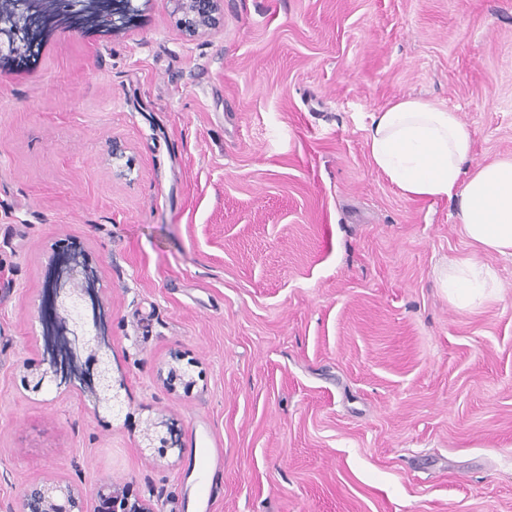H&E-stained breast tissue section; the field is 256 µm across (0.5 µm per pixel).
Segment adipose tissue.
I'll return each instance as SVG.
<instances>
[{
  "label": "adipose tissue",
  "instance_id": "1",
  "mask_svg": "<svg viewBox=\"0 0 512 512\" xmlns=\"http://www.w3.org/2000/svg\"><path fill=\"white\" fill-rule=\"evenodd\" d=\"M370 160L413 200L457 198L471 253L450 261L448 288L459 306L482 300L491 273L484 259L512 257V157L472 166L474 140L456 112L407 97L372 114Z\"/></svg>",
  "mask_w": 512,
  "mask_h": 512
}]
</instances>
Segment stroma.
<instances>
[{"mask_svg": "<svg viewBox=\"0 0 512 512\" xmlns=\"http://www.w3.org/2000/svg\"><path fill=\"white\" fill-rule=\"evenodd\" d=\"M134 6L0 58V512L107 475L187 512L204 435L212 512H512V260L455 305L456 200L405 197L366 146L413 96L458 113L474 163L512 156V0H224L195 38L171 0ZM73 250L115 413L36 385ZM161 419L179 453L144 447ZM78 273L85 274L84 279H89V275L86 273L84 265L79 261L77 254H69L58 262L54 271L49 275L46 288V302L52 310L56 309L61 294L65 289L62 283L63 279H74ZM207 443H203L200 448H193L194 468L197 466L201 479L197 488V497L202 503H206V509L214 497H218L220 487L215 481V472L221 465V454L216 448H208ZM213 472L211 479L210 474Z\"/></svg>", "mask_w": 512, "mask_h": 512, "instance_id": "35a3bbf8", "label": "stroma"}]
</instances>
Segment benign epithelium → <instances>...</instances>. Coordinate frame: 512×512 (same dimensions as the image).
Wrapping results in <instances>:
<instances>
[{"mask_svg": "<svg viewBox=\"0 0 512 512\" xmlns=\"http://www.w3.org/2000/svg\"><path fill=\"white\" fill-rule=\"evenodd\" d=\"M133 0H57V8L47 7L50 0H13L0 7V55L16 56L21 50H34L39 35L49 26L66 25L76 32L93 19L116 30L124 27L134 12ZM178 24L188 36H197L213 29L219 22L224 0H172ZM86 273L75 253L63 257L49 275L46 302L51 308L61 304L68 316L79 312L80 303L62 295L63 279ZM47 337V368L40 374L38 386L49 379L60 384L81 379L74 370L78 352L85 346L105 342L100 332L86 336L72 333L67 327L50 319L45 324ZM20 512H155L145 500L133 499L124 485L107 477L95 490L92 506H87L83 491L63 481L34 482L20 499Z\"/></svg>", "mask_w": 512, "mask_h": 512, "instance_id": "1", "label": "benign epithelium"}]
</instances>
